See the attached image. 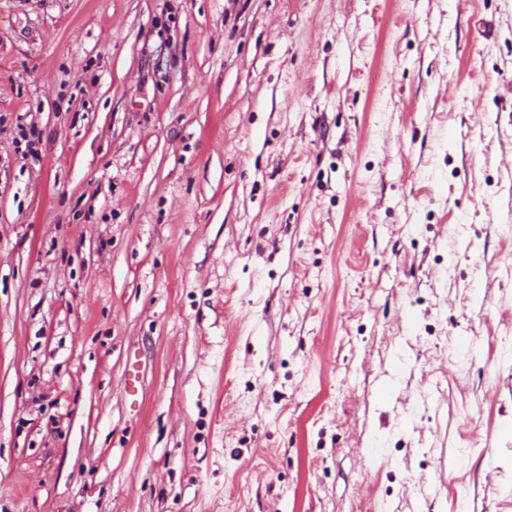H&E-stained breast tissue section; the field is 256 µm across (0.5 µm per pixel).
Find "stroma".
I'll return each instance as SVG.
<instances>
[{
	"mask_svg": "<svg viewBox=\"0 0 512 512\" xmlns=\"http://www.w3.org/2000/svg\"><path fill=\"white\" fill-rule=\"evenodd\" d=\"M509 313L512 0H0V512H512Z\"/></svg>",
	"mask_w": 512,
	"mask_h": 512,
	"instance_id": "stroma-1",
	"label": "stroma"
}]
</instances>
